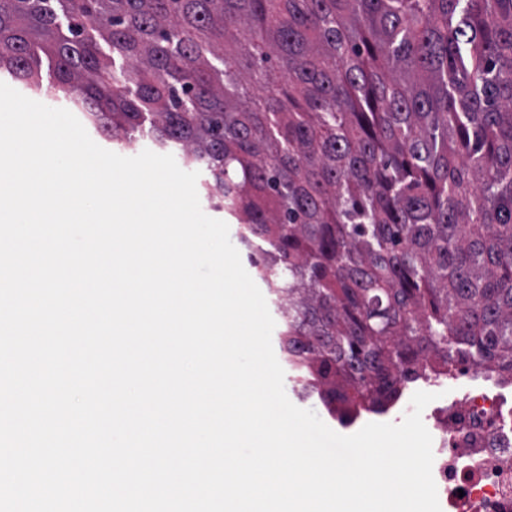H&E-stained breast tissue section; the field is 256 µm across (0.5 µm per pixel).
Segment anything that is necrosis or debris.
<instances>
[{"label":"necrosis or debris","instance_id":"necrosis-or-debris-1","mask_svg":"<svg viewBox=\"0 0 512 512\" xmlns=\"http://www.w3.org/2000/svg\"><path fill=\"white\" fill-rule=\"evenodd\" d=\"M433 381V477L443 512H512V379L457 366Z\"/></svg>","mask_w":512,"mask_h":512}]
</instances>
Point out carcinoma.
<instances>
[{
  "label": "carcinoma",
  "instance_id": "cac0c4a2",
  "mask_svg": "<svg viewBox=\"0 0 512 512\" xmlns=\"http://www.w3.org/2000/svg\"><path fill=\"white\" fill-rule=\"evenodd\" d=\"M43 55L51 97L203 177L306 395L512 375V0H0V72L40 90Z\"/></svg>",
  "mask_w": 512,
  "mask_h": 512
}]
</instances>
